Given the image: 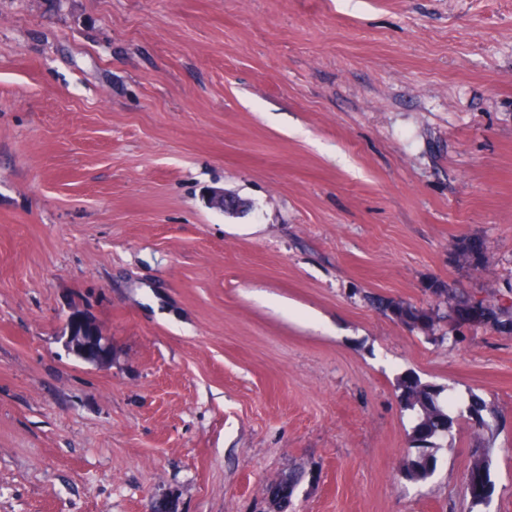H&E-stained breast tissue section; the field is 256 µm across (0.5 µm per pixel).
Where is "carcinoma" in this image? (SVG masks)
<instances>
[{"label":"carcinoma","mask_w":512,"mask_h":512,"mask_svg":"<svg viewBox=\"0 0 512 512\" xmlns=\"http://www.w3.org/2000/svg\"><path fill=\"white\" fill-rule=\"evenodd\" d=\"M472 305L475 306L472 320L498 327H512V310L502 309L491 302L480 301L475 305L469 300H459L450 306L449 315L454 317L459 310ZM396 316L413 328L419 327L428 333L434 331L430 318L413 307L398 308ZM397 387L403 408L410 412L412 418V448L416 449V454L407 459L402 478L414 482L425 481L435 471V457L431 449L442 447L441 441L448 438L454 417L448 413V405L440 398L441 388L423 382L415 373L407 372L399 377ZM459 413L467 414L472 432L478 437L493 433L490 418L494 417V411L479 397L470 393L468 398L460 400ZM480 458L481 469L467 472L463 483L464 493L474 505L489 502L492 492L488 453H481ZM303 477L304 470L299 468L280 472L267 485L270 501L279 507L291 503Z\"/></svg>","instance_id":"obj_1"}]
</instances>
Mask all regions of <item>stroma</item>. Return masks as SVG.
<instances>
[{
  "instance_id": "obj_1",
  "label": "stroma",
  "mask_w": 512,
  "mask_h": 512,
  "mask_svg": "<svg viewBox=\"0 0 512 512\" xmlns=\"http://www.w3.org/2000/svg\"><path fill=\"white\" fill-rule=\"evenodd\" d=\"M450 288L512 305V0H0V512H512V330ZM408 372L497 410L488 506L463 418L402 480ZM479 457L482 460L481 469L478 471H468L465 474L463 483L464 493L471 499L474 505L488 503L492 492L488 452H482ZM304 470L288 468L280 472L274 480L267 485V495L270 501L281 508L292 501L297 486L304 477Z\"/></svg>"
}]
</instances>
